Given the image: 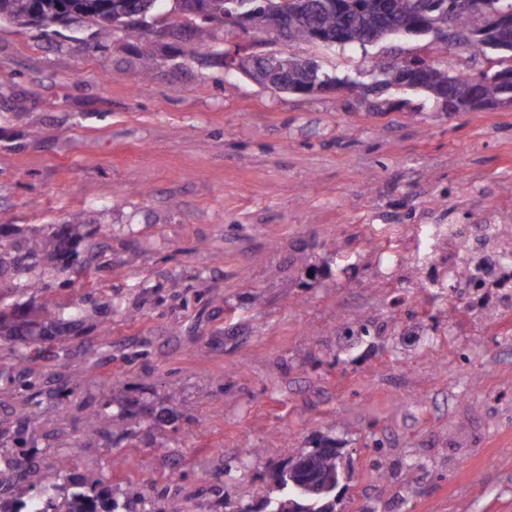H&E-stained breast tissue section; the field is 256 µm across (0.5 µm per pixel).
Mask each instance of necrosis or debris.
I'll list each match as a JSON object with an SVG mask.
<instances>
[{
	"label": "necrosis or debris",
	"instance_id": "necrosis-or-debris-1",
	"mask_svg": "<svg viewBox=\"0 0 512 512\" xmlns=\"http://www.w3.org/2000/svg\"><path fill=\"white\" fill-rule=\"evenodd\" d=\"M429 239L444 238L447 249H427L419 252L416 266L438 270L440 280L434 286L446 296L449 313L455 321L449 330L466 333L471 315L479 308L491 305L501 320L503 337L512 336V226L508 224H473L468 233H459L452 224H431L426 229ZM482 262L483 271L475 281H459L460 262Z\"/></svg>",
	"mask_w": 512,
	"mask_h": 512
}]
</instances>
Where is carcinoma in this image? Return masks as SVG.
<instances>
[{
  "label": "carcinoma",
  "mask_w": 512,
  "mask_h": 512,
  "mask_svg": "<svg viewBox=\"0 0 512 512\" xmlns=\"http://www.w3.org/2000/svg\"><path fill=\"white\" fill-rule=\"evenodd\" d=\"M169 0H0V22L20 23L34 13L41 15L39 29L49 37L55 33L59 18L70 15L76 21L92 29L86 47L101 49L117 33L135 40L143 46L140 75L147 76L153 70L155 58L145 30L129 22V9H140L145 22L182 28H197L199 46L211 47L212 22L224 21V11L234 9L229 0H199L200 13L191 19L181 20L174 15ZM318 5L308 20H294L291 13L296 0H288V28L290 43H310L328 47L331 43L364 46V39L377 29L380 38L392 35V30L404 28L417 32L428 25L448 30L444 40L451 42L462 53L492 52L499 56L498 69L477 74L451 72L446 67L426 63L425 81L421 91L428 97L448 93L456 112H469L476 98L488 101L512 99V41L499 36V24H512V0H478L482 10L472 11L464 6V0H312ZM245 29L258 38V44L268 43L269 20L262 11L252 12L244 22ZM368 73L383 83V87L367 88L363 97L379 95L394 83L393 64L374 58L369 61ZM96 230L85 223L82 214L74 213L57 228L44 230L23 240L4 238L0 232V277L9 272L26 274L20 291L38 295L48 287L46 277L63 275L71 270L82 273L88 287L97 291L101 283L97 273L104 264H111L106 251L96 254V264L82 255L83 244L94 236ZM81 321V310L73 307L70 316H62V305L50 298L41 301L37 318L15 309H0V339L18 345L16 364H22L32 354H40L51 346L61 354L68 350L72 333ZM34 381L24 380L19 390L23 404L13 412L10 426L0 428V500L1 493L15 488L24 477L19 472L22 459L14 449L28 456V462L39 457L42 435L34 412L28 408V398L36 388ZM181 398L172 393L167 403L139 407L126 401L117 389L112 398L102 402L101 408L90 411L81 436L73 444L82 448L96 443L112 447L123 423L145 422L153 426L174 425L181 413ZM72 459L63 456L57 462L56 480L50 483L31 482L28 491L15 497V507L10 512H23L29 499L47 496L52 492L73 490L74 502L65 512H165L149 506L144 489L139 483H130L120 497L112 495V486L95 472H88L74 479L70 476ZM345 472L342 453L336 451V443L327 438L316 440L312 449L301 452L282 468L265 502L279 512H334L336 487Z\"/></svg>",
  "instance_id": "cac0c4a2"
}]
</instances>
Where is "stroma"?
<instances>
[{"mask_svg": "<svg viewBox=\"0 0 512 512\" xmlns=\"http://www.w3.org/2000/svg\"><path fill=\"white\" fill-rule=\"evenodd\" d=\"M179 44L156 43L142 79L124 37L89 50L0 23V224L42 230L82 212L114 237L102 290L51 282L82 310L67 356L17 366L0 341V424L23 377L66 389L38 413L54 441L36 479L53 480L118 384L141 403L180 393L182 419L76 449L73 471L118 495L179 470L167 512H259L279 468L321 436L352 466L336 512H512V348L496 317L451 341L427 292L389 305L429 270L373 257L423 249L430 224L512 225V105L449 115L415 90L281 93ZM288 49L364 83L375 56L487 66L413 35ZM303 253L328 268L310 287ZM357 315L374 333L345 339Z\"/></svg>", "mask_w": 512, "mask_h": 512, "instance_id": "1", "label": "stroma"}]
</instances>
